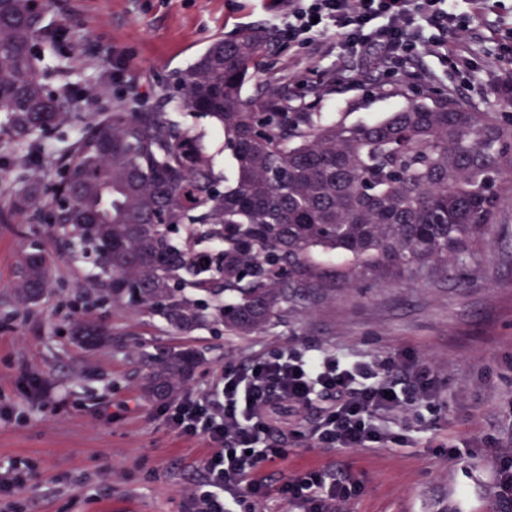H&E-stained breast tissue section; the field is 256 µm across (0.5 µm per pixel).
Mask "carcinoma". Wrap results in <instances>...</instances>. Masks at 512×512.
Here are the masks:
<instances>
[{
	"label": "carcinoma",
	"mask_w": 512,
	"mask_h": 512,
	"mask_svg": "<svg viewBox=\"0 0 512 512\" xmlns=\"http://www.w3.org/2000/svg\"><path fill=\"white\" fill-rule=\"evenodd\" d=\"M59 38L30 21L27 0L0 3L1 135L45 132L73 111L64 70L43 65ZM270 41L263 29L214 41L173 75L170 111L120 107L55 157L78 186L77 209L57 215L54 251L28 238L16 269L21 301L52 294L55 258L81 264L91 254L88 278L115 310L180 334L218 325L255 336L363 272L448 270L512 200V121L404 83L391 90L404 104L368 121L292 112L283 90L245 99ZM180 108L222 132L232 183L203 135L172 118ZM53 203L45 187L10 210ZM72 333L85 346L112 341L96 321ZM140 361L143 394L165 401L202 359L180 349Z\"/></svg>",
	"instance_id": "cac0c4a2"
}]
</instances>
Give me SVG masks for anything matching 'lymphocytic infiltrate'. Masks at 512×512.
Listing matches in <instances>:
<instances>
[{
	"label": "lymphocytic infiltrate",
	"mask_w": 512,
	"mask_h": 512,
	"mask_svg": "<svg viewBox=\"0 0 512 512\" xmlns=\"http://www.w3.org/2000/svg\"><path fill=\"white\" fill-rule=\"evenodd\" d=\"M478 8L490 0H282L288 23L279 40L309 43L334 30L345 59L372 58L400 66L410 55L447 53L468 71L476 60L473 30L460 2ZM438 373L397 351L381 359L351 360L318 348L259 355L225 367L211 391L187 394L163 413L182 437H202L210 451L204 480L192 488L193 512H240L244 497L260 503L272 487L240 482L259 465L283 459L285 443L355 451L407 444L396 424L434 402ZM268 447H259V440ZM361 480L344 470L307 468L288 481L283 499L290 512H341L361 491Z\"/></svg>",
	"instance_id": "obj_1"
}]
</instances>
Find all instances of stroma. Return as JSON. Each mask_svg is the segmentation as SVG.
I'll return each mask as SVG.
<instances>
[{
  "mask_svg": "<svg viewBox=\"0 0 512 512\" xmlns=\"http://www.w3.org/2000/svg\"><path fill=\"white\" fill-rule=\"evenodd\" d=\"M510 16L512 0L473 16L470 48L480 71L461 73L447 58L421 55L407 65L410 81L512 118V102L487 90L489 82L511 80L512 68H499V47L484 37ZM45 20L62 34L58 60L77 109L44 136L0 138V211L10 198L35 192L37 182L56 180L50 152L65 149L90 119L125 102L162 110L171 74L211 42L245 28L275 31L286 16L278 0H49ZM317 41L272 43L244 97L278 88L302 107L317 88L326 121L369 120L401 106L382 65L340 58L333 32ZM121 64L125 76L117 81L112 69ZM339 72L350 81L342 91L332 82ZM52 230L26 214L0 222V464L17 462L26 474L23 487L0 494V512H191L187 492L209 448L179 436L159 402L143 395L139 353L197 350L203 362L187 388L201 393L228 364L307 345L354 358L406 351L440 371L438 409L425 412V425L411 423L408 445L356 452L288 444L277 466L259 470L269 484L282 486L301 468H342L363 483L346 512H496L497 451L484 441L512 440V203L458 272L366 275L289 313L287 323L245 337L212 328L181 335L145 316L114 314L108 304L76 308L92 285L85 268L65 258L54 266L57 296L22 304L15 270L23 245L34 232L53 249ZM87 319L111 327L113 342L78 343L71 327ZM448 440L461 447V458L449 459ZM462 487L469 491L464 500Z\"/></svg>",
  "mask_w": 512,
  "mask_h": 512,
  "instance_id": "stroma-1",
  "label": "stroma"
}]
</instances>
